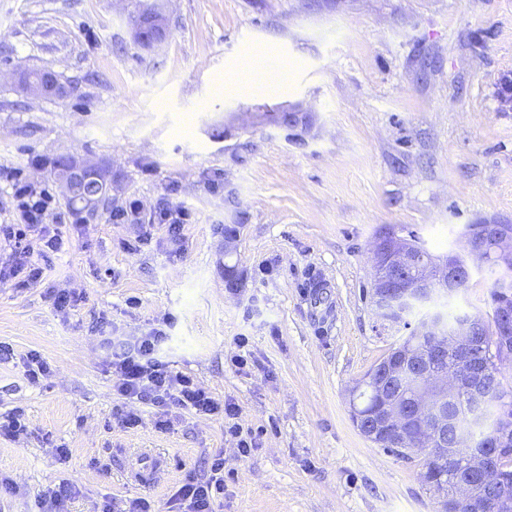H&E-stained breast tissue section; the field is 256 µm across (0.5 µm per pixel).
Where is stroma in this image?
Listing matches in <instances>:
<instances>
[{"instance_id": "obj_1", "label": "stroma", "mask_w": 512, "mask_h": 512, "mask_svg": "<svg viewBox=\"0 0 512 512\" xmlns=\"http://www.w3.org/2000/svg\"><path fill=\"white\" fill-rule=\"evenodd\" d=\"M164 7L168 35L144 48L133 0H0V168L58 194L46 221L70 242L25 256L39 281L0 282V417L23 410L27 428L0 437V512H35L63 480L78 490L69 512L138 497L170 512L172 494L217 457L216 512H436L425 455L364 438L349 396L398 338L371 306L379 232L445 254L466 225L512 220V107L500 97L512 0ZM258 52L290 67L287 91L217 94ZM47 67L66 98L17 92L15 71ZM288 110L305 124L282 125ZM72 155L112 181L95 209L60 193L54 165ZM132 200L139 219H114ZM162 205L188 212L178 234L153 222ZM492 282L474 273L449 313L489 312ZM59 289L73 309H57ZM152 328L167 332L173 370L236 406L249 454L222 416L117 394L103 337ZM33 353L49 366L36 383L24 365ZM155 459L154 485L129 479V462Z\"/></svg>"}]
</instances>
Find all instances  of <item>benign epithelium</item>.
Wrapping results in <instances>:
<instances>
[{
  "label": "benign epithelium",
  "mask_w": 512,
  "mask_h": 512,
  "mask_svg": "<svg viewBox=\"0 0 512 512\" xmlns=\"http://www.w3.org/2000/svg\"><path fill=\"white\" fill-rule=\"evenodd\" d=\"M167 33V17L157 0H147L138 24L132 27L134 41L142 47H151L162 41ZM21 92L26 96L62 99L65 94L58 90L55 74L49 68L44 74L31 79L27 73L18 77ZM66 170L60 175V185L66 195L74 194L88 181L107 186L106 176L98 164L87 159H65ZM465 254L450 252L438 257H420L416 243L396 232L376 239L373 245L372 303L376 313L382 315L393 309L407 312L416 304L431 303L445 297L453 298L457 285L464 278L472 277L470 262H479L499 273L512 268V223L497 218L484 219L472 224L463 232ZM497 335H512V305L503 301L496 305ZM424 326L436 336H450L456 348L465 350L475 332L483 323L470 317L447 326L440 313H431L424 319ZM407 357L399 350L389 358L380 360L367 379L377 396L371 416L373 431H380L394 439L402 437L404 430L414 433L415 445L406 452L417 454L430 452L437 437L443 436L448 421L439 411L436 399L455 394L462 388L472 392L471 420L480 423L485 417L486 403L480 383L495 374L488 367L466 362L459 371L438 370L428 376L427 384L407 406L393 393L390 378L398 368L400 359ZM495 436L502 448L512 446V418L500 415L496 419ZM454 448L469 468L478 473L488 488H497L502 476L494 461L483 451L472 447L467 433L456 432ZM455 498L468 506L471 512H484L491 506L494 512H512V498L502 494L487 503L477 497L471 484L461 482L455 489Z\"/></svg>",
  "instance_id": "1"
}]
</instances>
